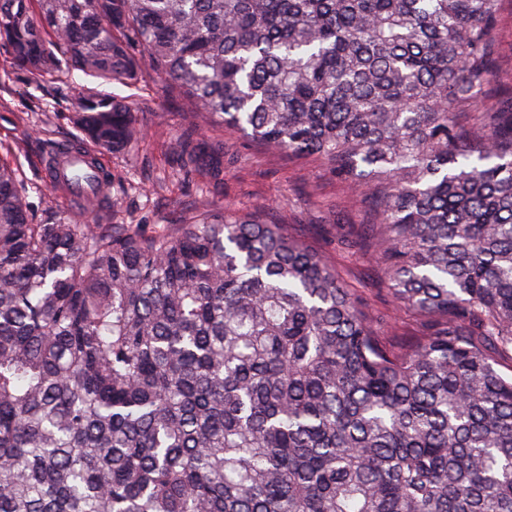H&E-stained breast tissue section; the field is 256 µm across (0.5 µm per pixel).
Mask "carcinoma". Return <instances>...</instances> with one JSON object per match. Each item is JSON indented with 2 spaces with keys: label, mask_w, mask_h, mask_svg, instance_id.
<instances>
[{
  "label": "carcinoma",
  "mask_w": 512,
  "mask_h": 512,
  "mask_svg": "<svg viewBox=\"0 0 512 512\" xmlns=\"http://www.w3.org/2000/svg\"><path fill=\"white\" fill-rule=\"evenodd\" d=\"M500 0H0L10 64L94 79L72 120L143 135L154 72L363 192L417 336L282 225L33 220L0 159V512H512V99ZM181 170L202 139L178 140ZM494 39L498 48L494 88L497 95L510 97L512 92V0L501 2Z\"/></svg>",
  "instance_id": "cac0c4a2"
}]
</instances>
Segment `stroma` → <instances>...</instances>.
Returning a JSON list of instances; mask_svg holds the SVG:
<instances>
[{"mask_svg": "<svg viewBox=\"0 0 512 512\" xmlns=\"http://www.w3.org/2000/svg\"><path fill=\"white\" fill-rule=\"evenodd\" d=\"M494 39V88L497 95L507 96L512 94V0L501 2ZM86 81L78 70L58 81L13 69L0 52V146L7 148V160L25 183L32 209L49 201L75 220L79 212L72 210L62 188L48 182L45 168L52 151L76 134L71 114ZM138 103L145 135L128 152L104 154L112 184L101 210L89 213L91 223L114 220L154 235L217 203L242 215L263 206L269 218L321 252L371 309L389 316L390 334L408 336L422 329L418 316L396 306L374 257L346 245L345 236L371 217L326 165L266 150L241 133L210 123L151 72L142 79ZM191 127L211 146L223 148V179L202 171L180 174L177 138Z\"/></svg>", "mask_w": 512, "mask_h": 512, "instance_id": "stroma-1", "label": "stroma"}]
</instances>
